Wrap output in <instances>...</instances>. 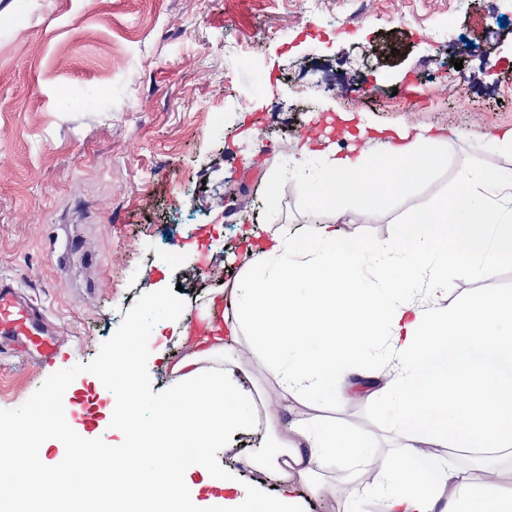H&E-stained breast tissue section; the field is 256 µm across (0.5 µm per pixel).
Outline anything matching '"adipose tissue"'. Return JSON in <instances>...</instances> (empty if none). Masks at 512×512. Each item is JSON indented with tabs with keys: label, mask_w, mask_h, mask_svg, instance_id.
I'll return each instance as SVG.
<instances>
[{
	"label": "adipose tissue",
	"mask_w": 512,
	"mask_h": 512,
	"mask_svg": "<svg viewBox=\"0 0 512 512\" xmlns=\"http://www.w3.org/2000/svg\"><path fill=\"white\" fill-rule=\"evenodd\" d=\"M399 138L342 155L316 151L308 139L294 145L289 164L303 175L323 154L311 187L317 211L347 206L368 215L425 180L448 142L443 133L407 130ZM364 254L357 238L332 223L318 224L310 237L272 234L269 246L247 255L230 292L210 296L209 308L225 299L233 313L220 325L201 314L205 332L175 364L178 384L166 400L134 395L137 352L130 338L119 340L111 369L123 396L113 400L104 431L122 432L124 439L103 450L100 468L81 463L93 450L89 443L77 446L65 465L42 463L39 480L53 489L57 512H81L60 494L76 477L101 487L110 512H129L132 481L164 512H197L186 491L192 478L225 489L209 451L253 417L252 392L224 365L226 351L244 338L274 371L284 400L300 391L312 397L335 392L336 371L345 365L367 377L369 348L380 344L393 364L383 390L393 400L389 428L402 455L397 466L367 476L359 465L371 447L367 436L299 417L289 425L290 436L272 439L257 458L279 478V496L262 501L240 488L224 499V512H291L299 491L324 492L322 472L336 459L356 463L351 495L378 498L384 512H512L511 495L438 454L442 448L512 447V294L472 307L437 304L448 293L449 268L474 259L490 277L500 258L512 256V175L493 167L461 169L451 197L408 216L393 245L378 247L373 264ZM146 412L148 424L140 420ZM184 447L197 449L194 465L182 462ZM27 475L16 459L0 469V512H39L41 500L22 491Z\"/></svg>",
	"instance_id": "ef3b65f1"
}]
</instances>
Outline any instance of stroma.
Returning <instances> with one entry per match:
<instances>
[{
    "label": "stroma",
    "mask_w": 512,
    "mask_h": 512,
    "mask_svg": "<svg viewBox=\"0 0 512 512\" xmlns=\"http://www.w3.org/2000/svg\"><path fill=\"white\" fill-rule=\"evenodd\" d=\"M229 43L241 56L225 54ZM395 89L411 92L410 109L369 96ZM339 113L370 138L448 134L427 179L370 215L337 219L368 249L452 194L460 169L512 172L511 154L487 150L512 130V0H367L362 12L357 0H321L314 12L301 0H0V279L59 330L52 361L0 355V428H23L64 389L72 432L94 440L93 415L112 405L100 371L155 286L181 311L159 317L155 344L140 349L137 391L165 399L173 363L191 351L179 333L208 291L231 287L244 239L310 235L323 221L280 147ZM509 293L512 257L490 278L449 271L444 305ZM244 385L288 422L266 366L248 360ZM336 393L297 408L368 435L367 468L397 464L386 395L341 377ZM264 438L252 427L227 434L210 467L273 499L274 476L242 466ZM346 475L325 469L326 491L302 494L298 512H376V499L345 494Z\"/></svg>",
    "instance_id": "1"
}]
</instances>
